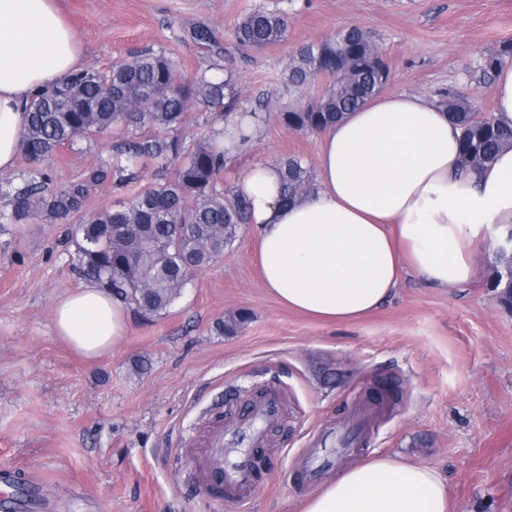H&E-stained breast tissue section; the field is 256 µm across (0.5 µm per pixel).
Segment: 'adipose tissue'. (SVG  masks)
<instances>
[{
    "label": "adipose tissue",
    "mask_w": 512,
    "mask_h": 512,
    "mask_svg": "<svg viewBox=\"0 0 512 512\" xmlns=\"http://www.w3.org/2000/svg\"><path fill=\"white\" fill-rule=\"evenodd\" d=\"M83 65L56 0H0V172L15 161L38 87ZM313 191L285 205L276 165L254 163L237 188L250 203L265 286L324 322H353L396 292L402 272L443 290L476 276L474 246L512 226V148L461 171L460 132L437 101L383 91L319 131ZM58 334L88 360L130 331L127 306L95 286L55 304ZM301 512H454L433 468L374 456L340 470Z\"/></svg>",
    "instance_id": "adipose-tissue-1"
}]
</instances>
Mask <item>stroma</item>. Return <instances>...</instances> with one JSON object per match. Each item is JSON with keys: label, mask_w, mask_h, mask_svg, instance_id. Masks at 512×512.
Returning a JSON list of instances; mask_svg holds the SVG:
<instances>
[{"label": "stroma", "mask_w": 512, "mask_h": 512, "mask_svg": "<svg viewBox=\"0 0 512 512\" xmlns=\"http://www.w3.org/2000/svg\"><path fill=\"white\" fill-rule=\"evenodd\" d=\"M57 3L89 68L151 48L190 77L230 49L244 107L271 103L252 145L222 176L231 186L256 162L296 156L317 164L316 134L277 118L331 83L321 77L304 92L288 90L283 71L300 46L360 26L390 67L388 90L434 99L453 90L490 113L493 88L477 84L473 70L512 41V0ZM259 7L286 14V39L257 52L235 49V23ZM199 25L214 32L213 48L193 40ZM114 143L61 148L53 187L81 177ZM496 244L493 235L477 243L478 274L465 288H431L406 273L373 314L326 323L265 287L250 225L168 313H130L124 341L87 361L53 326L56 299L86 285L72 266L70 225L0 226V467L30 479L19 492L21 512H238L209 494L202 466L259 390L281 400L282 414L266 435L247 512H300L303 498L336 473L331 466L306 476L304 460L324 454L325 436L339 428L362 432L343 465L400 456L437 470L456 512H512V309L494 286ZM243 314L236 334L216 331L219 319ZM138 358L145 373L133 370Z\"/></svg>", "instance_id": "1"}]
</instances>
